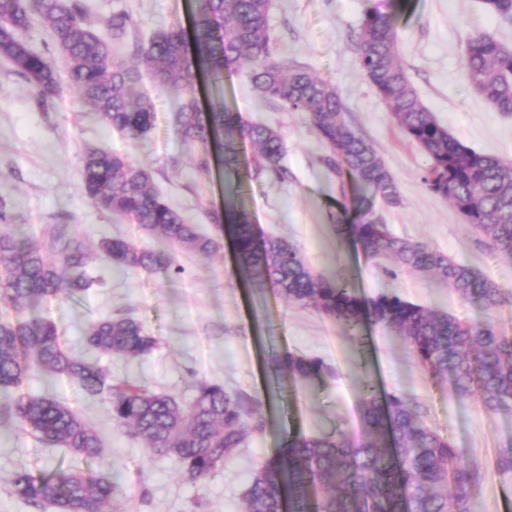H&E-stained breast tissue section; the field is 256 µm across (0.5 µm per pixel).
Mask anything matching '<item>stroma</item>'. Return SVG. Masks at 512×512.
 Returning a JSON list of instances; mask_svg holds the SVG:
<instances>
[{"label":"stroma","mask_w":512,"mask_h":512,"mask_svg":"<svg viewBox=\"0 0 512 512\" xmlns=\"http://www.w3.org/2000/svg\"><path fill=\"white\" fill-rule=\"evenodd\" d=\"M86 2L93 22L127 10L135 35L144 40L175 22L191 25L190 0ZM364 5V0H272L269 22L280 56L332 83L348 121L380 152L400 200L391 206L372 194L368 205L390 232L426 243L512 290V258L494 253L450 201L427 190L422 180L426 157L401 134L387 103L361 75L356 42ZM395 23L399 59L437 122L475 151L512 160V115L483 103L461 65L474 28L512 46V22L489 14L483 0H406ZM59 84V95L38 104L30 83L0 52V198L13 205L16 215L9 232L43 242L47 224L64 214L89 244H97L106 232L164 249V242L147 237L138 225L113 218L82 196L81 155L85 147L95 146L150 165L154 187L187 223L217 237L219 248L210 256L177 251L183 272L175 278L162 270L119 271L96 259L93 274L99 284L77 300L61 296L41 302L27 311V318L54 321L64 348L88 358L92 352L84 332L89 322L101 314L133 317L157 336L159 346L146 358L100 355L113 382L142 385L187 403L194 397L195 379L219 381L228 393L254 398V417L264 423L215 475L192 483L173 458L153 454L130 431L114 426L105 401L84 396L70 379L31 367L21 394L69 405L97 430L104 454L91 468L104 474L119 471L116 512H240L253 471L283 448L288 435L342 430L360 436V380L366 373L379 392L406 393L422 419L462 449L464 464L482 470L474 512H512V474L499 473L493 465L498 441L512 436V413L490 414L476 401L458 399L450 381L431 379L388 328L369 325L354 336L314 308L289 303L274 290L249 282L236 264L229 236L217 235L209 213L223 208L227 186L240 185V205L251 224L294 243L316 273L333 277L348 271L367 300L394 290L407 301L461 319L491 320L511 336L512 306L489 315L432 275L402 271L388 276L359 244L340 237L338 205L356 196L357 188L349 177L326 170L306 115L259 98L245 68L226 72L224 97L244 121L280 131L288 181L262 174L240 178L214 167L192 172L195 152L175 133L179 100L151 79H144L143 89L155 103V119L144 141L130 140L88 112L67 75H60ZM285 353L321 359L330 373L320 381L273 375L271 359ZM70 458L66 449L0 422V512H34L10 492L17 470L37 475Z\"/></svg>","instance_id":"35a3bbf8"}]
</instances>
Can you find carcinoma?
<instances>
[{
  "label": "carcinoma",
  "mask_w": 512,
  "mask_h": 512,
  "mask_svg": "<svg viewBox=\"0 0 512 512\" xmlns=\"http://www.w3.org/2000/svg\"><path fill=\"white\" fill-rule=\"evenodd\" d=\"M487 11L512 18V0H483ZM271 0H197L192 31L175 24L146 41H129L132 16L116 10L95 25L84 0H0V50L35 90L43 104L58 95L54 58L33 51L20 38L31 16L51 28L56 49L69 64V83L104 124L132 140H145L154 126L153 101L140 91L143 72L158 86L181 97L177 135L199 150L195 167L217 161L224 171L239 169L238 143L258 153L257 173L288 179L281 134L249 124L230 111L224 97L206 105L197 98L202 81L220 85L224 72L247 68L260 97L286 112L307 114L324 154L326 169L371 187L388 204L399 191L378 150L346 120V108L327 80L300 66H287L269 27ZM121 47L133 58L114 56ZM357 63L363 77L387 102L399 131L424 153L423 182L449 200L463 220L488 237L493 249L512 257V161L479 153L455 139L424 105L398 56L394 14L367 0ZM465 75L479 98L499 112H512V48L482 30L471 36L462 59ZM81 193L97 207L132 221L145 235L167 243L172 252L149 250L120 237L102 235L104 258L116 269L173 275L183 269L175 251L210 254L216 238L184 222L152 185V171L127 156L90 148L82 158ZM337 231L361 243L366 254L388 259L402 269L431 273L462 300L490 313L512 304V292L475 270L419 241L391 235L381 218L360 199L343 202ZM218 234L229 233L236 261L245 276L275 290L290 303L310 306L358 334L371 321L397 332L420 366L434 379L450 377L454 394L474 399L489 413L512 412V336L492 323L463 321L404 300L397 293L366 300L344 277L315 273L298 247L280 237L260 234L230 198L209 212ZM50 248L32 239L0 232V416L48 445H62L90 461L103 456L95 429L73 408L37 396H15L34 356L41 369L78 382L84 395L108 404L112 424L127 428L147 448L174 458L187 480L214 475L260 429L251 421L254 401L231 395L224 384L201 379L187 405L175 397L127 383L112 384L94 361L72 357L50 320L23 317L35 302L61 294L75 298L95 283L94 256L71 224H49ZM86 344L100 353L147 357L158 339L129 316L101 317L89 323ZM278 372L302 379L328 371L316 358L294 354L274 361ZM364 436L342 431L321 436L290 435L285 449L257 467L243 496L241 512H471L481 474L462 462L463 452L428 426L418 405L401 391L379 396L363 382ZM495 468L512 471V439L497 448ZM117 483L110 476L58 467L36 476L15 473L11 493L34 509L58 512H112Z\"/></svg>",
  "instance_id": "carcinoma-1"
}]
</instances>
